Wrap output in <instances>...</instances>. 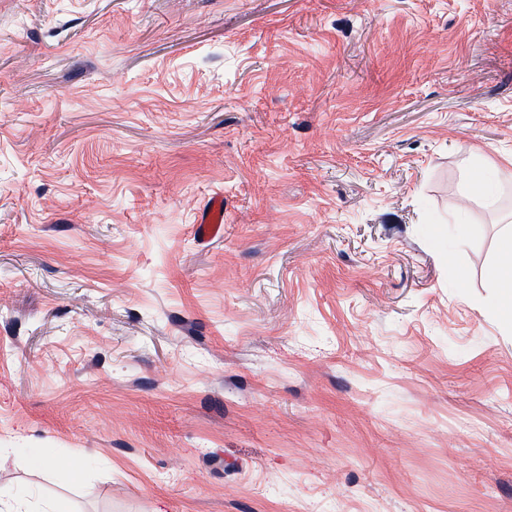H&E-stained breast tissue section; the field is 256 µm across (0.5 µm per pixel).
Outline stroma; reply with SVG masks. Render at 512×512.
Wrapping results in <instances>:
<instances>
[{"label":"stroma","mask_w":512,"mask_h":512,"mask_svg":"<svg viewBox=\"0 0 512 512\" xmlns=\"http://www.w3.org/2000/svg\"><path fill=\"white\" fill-rule=\"evenodd\" d=\"M491 164L512 0H0V486L512 512ZM196 234L199 239L213 240L224 235V196L213 197L202 212Z\"/></svg>","instance_id":"35a3bbf8"}]
</instances>
